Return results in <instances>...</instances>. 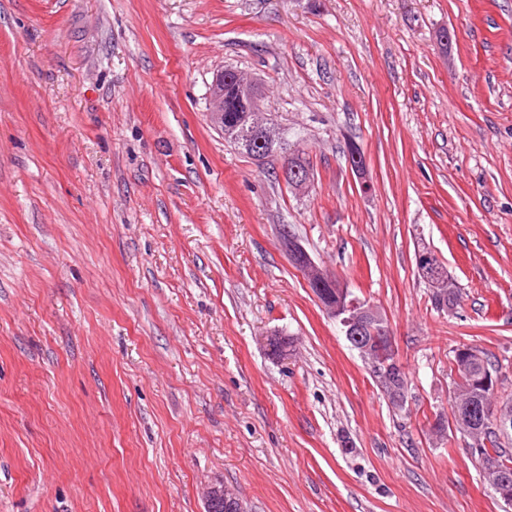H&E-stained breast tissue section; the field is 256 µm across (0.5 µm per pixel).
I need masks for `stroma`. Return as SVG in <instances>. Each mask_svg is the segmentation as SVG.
<instances>
[{"label":"stroma","instance_id":"obj_1","mask_svg":"<svg viewBox=\"0 0 512 512\" xmlns=\"http://www.w3.org/2000/svg\"><path fill=\"white\" fill-rule=\"evenodd\" d=\"M223 68L309 192L211 125ZM286 230L386 314L404 408ZM463 346L512 398V0H0V512H506L431 432ZM276 126L280 130V136L273 139H267L264 148L273 157L290 151L294 155V158L298 161L299 165L307 166L305 169H298L297 167H293L292 171L289 173L290 183H288V180H285L287 187L290 189L292 188L293 191L306 192L311 188L312 185V174L311 170L308 168L311 166L310 159L307 158L306 154L300 150H293L292 152L291 149H289L288 151V144L284 138V131L277 124ZM415 258L418 275L433 292L449 294L452 288H455L456 283L448 274L447 267L442 265L440 258L431 248H418ZM448 294L442 298L432 294V305L437 310H445L448 307V312H452L454 307L448 305ZM465 349H471L472 351H470V352L473 355L482 356V358L480 359V361L478 362V364L476 366V370L479 373L491 374V375L482 376L478 380L476 378V379L472 380V382L477 381L475 383H477V385H479L480 387H483L484 389H491L493 387V385H495V379H494V377H492L493 376V372H494L492 364L489 362L488 358L485 357L477 349L464 348V349L458 350L454 354L453 360L451 362L450 371L451 372H453V371L455 372L456 366H459L458 364L462 361V358L465 355V352L462 351V350H465ZM238 501V497L231 492L229 489L224 487L222 481L212 483L205 494V512H238L237 509H231L230 506H235ZM228 506L226 508V506Z\"/></svg>","mask_w":512,"mask_h":512}]
</instances>
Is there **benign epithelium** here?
Listing matches in <instances>:
<instances>
[{"mask_svg":"<svg viewBox=\"0 0 512 512\" xmlns=\"http://www.w3.org/2000/svg\"><path fill=\"white\" fill-rule=\"evenodd\" d=\"M236 74L232 69L219 70L213 78L209 92L208 114L215 129L224 131V79ZM237 100L249 113L252 127L261 135L272 136L267 110L259 104L257 83L237 77L234 85ZM289 174L291 188L295 192H306L312 185V174L308 168L290 169L283 164L280 174ZM288 251L293 264L305 276L308 285L328 286L331 295L322 305L326 312L341 325L345 338L364 358L371 374L380 378L389 388V400L397 408L405 405L409 383L403 376L404 368L393 342L391 326L374 304L353 296L344 284L324 273L305 248L293 236H288ZM416 269L424 283L436 293L451 292L456 286L438 255L429 247H420L416 254ZM479 414L484 416L490 428L499 434L512 432V407L504 404L480 405ZM238 497L224 483L211 484L205 494V512H221L224 506L235 505Z\"/></svg>","mask_w":512,"mask_h":512,"instance_id":"benign-epithelium-1","label":"benign epithelium"}]
</instances>
